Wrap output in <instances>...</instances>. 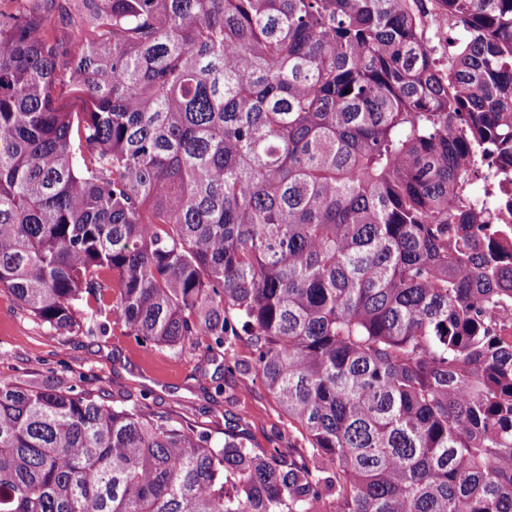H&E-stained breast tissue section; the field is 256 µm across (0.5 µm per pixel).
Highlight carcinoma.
<instances>
[{
  "label": "carcinoma",
  "instance_id": "obj_1",
  "mask_svg": "<svg viewBox=\"0 0 512 512\" xmlns=\"http://www.w3.org/2000/svg\"><path fill=\"white\" fill-rule=\"evenodd\" d=\"M485 159L512 0H0V288L246 341L307 443L0 380V512H512V246L455 208Z\"/></svg>",
  "mask_w": 512,
  "mask_h": 512
}]
</instances>
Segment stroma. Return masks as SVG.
<instances>
[{
    "instance_id": "obj_1",
    "label": "stroma",
    "mask_w": 512,
    "mask_h": 512,
    "mask_svg": "<svg viewBox=\"0 0 512 512\" xmlns=\"http://www.w3.org/2000/svg\"><path fill=\"white\" fill-rule=\"evenodd\" d=\"M53 374L103 392L118 405L147 401L216 438L232 429L244 432L260 452L274 442L305 446L251 373H225L222 357L205 356L203 346L147 348L117 325L102 337L59 332L0 288V380Z\"/></svg>"
}]
</instances>
